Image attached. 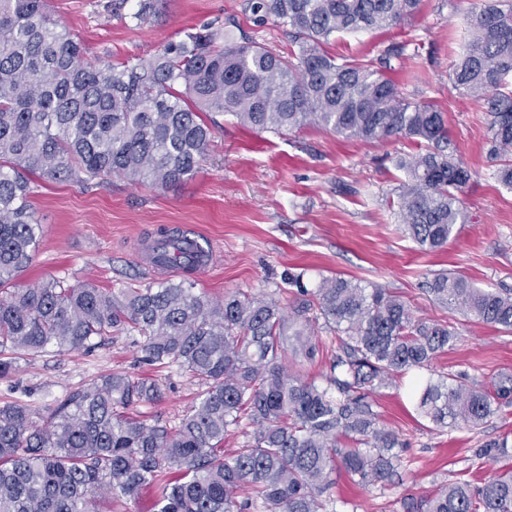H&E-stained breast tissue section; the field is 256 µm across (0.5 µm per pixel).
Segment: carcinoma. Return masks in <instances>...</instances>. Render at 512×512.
Listing matches in <instances>:
<instances>
[{"instance_id":"obj_1","label":"carcinoma","mask_w":512,"mask_h":512,"mask_svg":"<svg viewBox=\"0 0 512 512\" xmlns=\"http://www.w3.org/2000/svg\"><path fill=\"white\" fill-rule=\"evenodd\" d=\"M422 0H245L256 25L272 21L295 49L276 54L235 36L233 19L169 41L150 59L96 62L48 0H0V378L53 344L87 350L112 334L143 339L141 362L176 365L204 386L174 427L131 414L160 396L148 378L104 375L42 414L0 401V512H106L151 485L156 512H335L331 475L363 489L385 486L406 442L380 424L372 394L428 370L454 345L455 324L414 315L402 296L340 275L304 288L295 302L227 292L214 302L177 283L118 291L49 280L4 292L33 262L43 234L30 201L37 180L100 185L114 175L170 187L192 178L220 118L258 132L305 126L366 143L412 139L401 158L404 231L437 250L466 221L458 193L473 172L448 148L444 112L412 102L387 72L409 43L377 60L329 53L340 34L386 30ZM469 39L449 72L453 87L486 112L497 180L512 188V0L466 12ZM437 304L512 333V293L439 273L425 281ZM336 356L322 381L283 362L287 348L312 359L318 322ZM416 413L438 429L482 428L512 406V377L489 390L464 372L428 376L413 389ZM240 447L224 453V436ZM501 464L484 483H445L407 497L403 512H512L506 438L472 449Z\"/></svg>"}]
</instances>
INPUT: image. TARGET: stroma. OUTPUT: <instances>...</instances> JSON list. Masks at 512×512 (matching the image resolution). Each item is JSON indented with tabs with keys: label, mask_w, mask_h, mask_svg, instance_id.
Instances as JSON below:
<instances>
[{
	"label": "stroma",
	"mask_w": 512,
	"mask_h": 512,
	"mask_svg": "<svg viewBox=\"0 0 512 512\" xmlns=\"http://www.w3.org/2000/svg\"><path fill=\"white\" fill-rule=\"evenodd\" d=\"M110 3L48 0L91 59H147L184 30L230 18L277 54L291 48L282 28L253 24L244 0H157L154 17L139 24L114 16ZM471 3L422 0L412 25L343 35L327 46L335 55L374 59L390 44L414 41L416 57L396 65L391 77L409 97L442 109L451 145L474 172L461 196L468 221L443 248L422 250L401 224L397 187L404 173L395 159L418 153L416 141L367 144L312 126L285 135L256 133L227 119L197 173L180 185L135 186L120 177L97 188L40 183L32 202L43 238L13 287L50 278L112 289L152 282L144 244L158 228L175 227L216 250L209 270L193 279L196 292L217 300L232 291L273 293L287 307L294 301L289 274L303 273L311 288L335 275L353 278L398 293L415 315L455 323L460 339L433 362L434 373L464 371L486 385L512 374V334L446 309L421 289L424 278L451 271L479 287L512 290V190L496 179L481 108L448 81L467 37L463 18ZM140 357L138 343L125 334L90 352L51 345L19 360L11 378L0 380V399L53 408L99 376L122 372L159 384L161 398L142 408L148 419L178 423L200 390L198 380L175 366L143 364ZM414 380L407 375L374 396L382 424L408 443L404 466L391 484L366 492L334 474L330 494L338 512H403L404 497L463 477L473 448L512 436V407L479 433L463 426L435 429L415 412Z\"/></svg>",
	"instance_id": "stroma-1"
}]
</instances>
